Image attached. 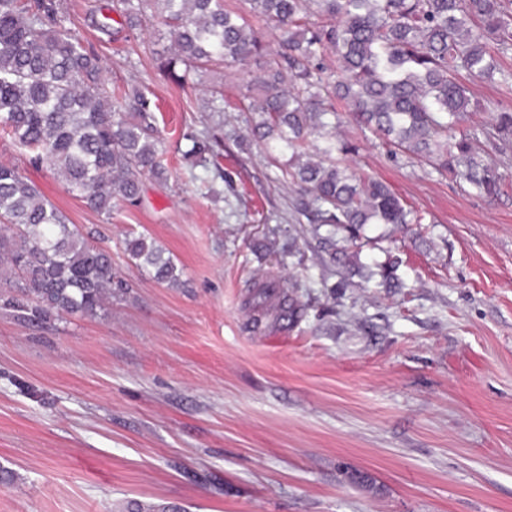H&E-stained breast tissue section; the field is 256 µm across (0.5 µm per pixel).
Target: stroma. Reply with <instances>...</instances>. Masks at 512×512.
Returning a JSON list of instances; mask_svg holds the SVG:
<instances>
[{
	"mask_svg": "<svg viewBox=\"0 0 512 512\" xmlns=\"http://www.w3.org/2000/svg\"><path fill=\"white\" fill-rule=\"evenodd\" d=\"M65 27L102 59L111 87L145 85L165 180L141 199L87 209L48 165L0 132V163L33 181L110 247L129 288L95 318L43 323L0 310V512H512V168L495 200L371 132L348 164L387 183L427 222L370 224L358 257L323 267L296 198L237 111L256 65L224 71L229 108L157 60L161 18L138 29L110 0H67ZM467 127H487L512 87L472 81ZM224 141L219 167L186 159L183 135ZM220 189L219 197L208 193ZM153 238L181 271L157 282L124 252ZM399 262V288H369L354 263ZM284 281L294 323L257 309L252 287ZM260 330H253L254 317Z\"/></svg>",
	"mask_w": 512,
	"mask_h": 512,
	"instance_id": "1",
	"label": "stroma"
}]
</instances>
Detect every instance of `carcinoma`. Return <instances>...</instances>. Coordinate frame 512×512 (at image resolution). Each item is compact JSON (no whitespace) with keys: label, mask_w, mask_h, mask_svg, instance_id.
<instances>
[{"label":"carcinoma","mask_w":512,"mask_h":512,"mask_svg":"<svg viewBox=\"0 0 512 512\" xmlns=\"http://www.w3.org/2000/svg\"><path fill=\"white\" fill-rule=\"evenodd\" d=\"M249 14L224 0H116L133 30L148 16L168 28L172 53L159 69L178 83L202 81L224 66L255 60L259 97L239 108L253 112L258 140L277 157L283 179L315 206L314 232L330 262L335 236L359 247L367 224H424L383 182L343 163L355 146L336 136L339 103L358 127L383 144L408 152L432 169L453 173L489 199L503 190L500 164L486 154L484 130H460L471 105L460 79L512 82L498 55L512 51V0H248ZM65 0H0V129L32 160H47L66 190L93 211L112 215V200L136 203L142 177L161 178V141L145 88L115 93L102 77L99 56L62 25ZM272 26L279 50L270 53L252 24ZM336 53L324 64L321 50ZM212 112L224 111V84L208 86ZM497 135L512 136V107L500 109ZM184 156L209 155L219 166L216 137L183 134ZM137 266L171 287L181 273L143 234L125 242ZM0 309L29 323L53 317H94L128 284L115 271L112 250L93 245L38 187L0 164ZM378 285L398 288L396 262L377 264ZM256 297L278 300V317L298 314L276 281L257 285Z\"/></svg>","instance_id":"1"}]
</instances>
